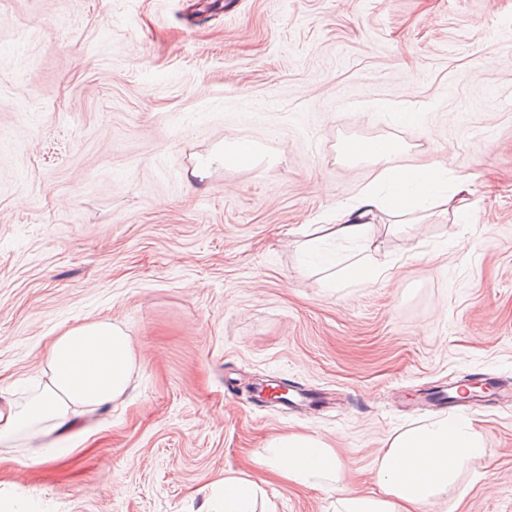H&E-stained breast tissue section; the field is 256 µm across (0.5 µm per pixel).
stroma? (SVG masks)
<instances>
[{"label":"stroma","instance_id":"1","mask_svg":"<svg viewBox=\"0 0 512 512\" xmlns=\"http://www.w3.org/2000/svg\"><path fill=\"white\" fill-rule=\"evenodd\" d=\"M1 128L0 396L89 321L136 360L67 458L0 444V512H201L227 475L332 512L258 464L271 438L320 437L374 492L391 438L461 415L426 391L512 386V0H0ZM378 138L467 176V207L375 225L384 275L332 290L301 244L350 251L322 226L379 167L342 145ZM240 139L257 163L192 178ZM284 382L321 405L246 391ZM470 416L485 449L442 512H512V399Z\"/></svg>","mask_w":512,"mask_h":512}]
</instances>
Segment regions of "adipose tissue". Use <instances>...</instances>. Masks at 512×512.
<instances>
[{
  "mask_svg": "<svg viewBox=\"0 0 512 512\" xmlns=\"http://www.w3.org/2000/svg\"><path fill=\"white\" fill-rule=\"evenodd\" d=\"M401 149L400 143L390 140L346 146L347 160L369 161L381 170L362 190L357 205L337 207L328 236L367 249L373 242L376 214L411 215L419 221L435 211H447L461 199L465 177H449L442 164L389 166V158ZM134 360L129 334L110 321L95 320L63 331L52 339L45 356L46 383L24 404L0 399V443L26 434L45 440V461L68 455V448L50 443V436H64L76 427L78 417L93 416L125 399L131 390ZM483 451L481 431L465 416L400 432L376 461L380 491L375 495L347 488L335 450L312 435L293 433L271 439L259 463L289 483L335 493V512H440L439 505L458 474ZM217 486L221 495L212 499L208 512H255V483L227 476Z\"/></svg>",
  "mask_w": 512,
  "mask_h": 512,
  "instance_id": "adipose-tissue-1",
  "label": "adipose tissue"
}]
</instances>
